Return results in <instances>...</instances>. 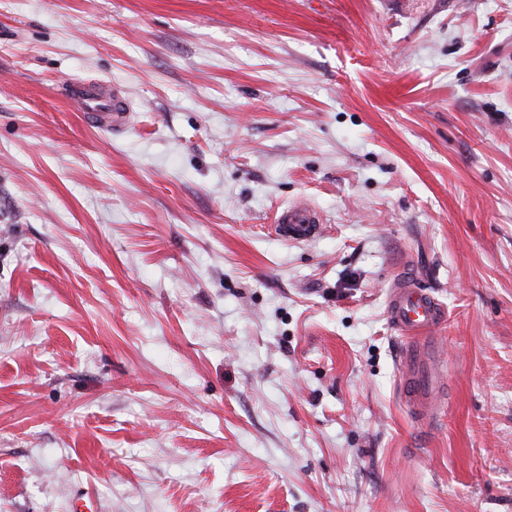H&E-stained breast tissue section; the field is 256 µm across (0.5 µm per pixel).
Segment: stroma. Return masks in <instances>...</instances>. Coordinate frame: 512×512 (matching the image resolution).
Wrapping results in <instances>:
<instances>
[{
	"label": "stroma",
	"mask_w": 512,
	"mask_h": 512,
	"mask_svg": "<svg viewBox=\"0 0 512 512\" xmlns=\"http://www.w3.org/2000/svg\"><path fill=\"white\" fill-rule=\"evenodd\" d=\"M405 262L446 309L429 423ZM79 492L512 512V0H0V512ZM66 97L91 127L112 132L126 124L127 104L111 93L105 81L72 82L66 88ZM321 218L306 203H298L282 209L275 217L278 231L284 238L300 240L314 236L320 229ZM386 313L407 340L400 360L402 401L416 421L430 422L445 395L443 351L433 336L445 321V310L421 288L416 269L403 265L393 279Z\"/></svg>",
	"instance_id": "stroma-1"
}]
</instances>
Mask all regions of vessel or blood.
Here are the masks:
<instances>
[{
	"label": "vessel or blood",
	"instance_id": "b4317fda",
	"mask_svg": "<svg viewBox=\"0 0 512 512\" xmlns=\"http://www.w3.org/2000/svg\"><path fill=\"white\" fill-rule=\"evenodd\" d=\"M66 96L91 127L116 131L126 123L127 104L111 93L107 82H73ZM275 222L281 236L300 240L319 231L321 218L308 204L298 203L278 212ZM386 313L407 341L401 355L400 396L416 421H432L445 393L443 351L434 338L445 310L421 288L416 269L405 265L393 279Z\"/></svg>",
	"mask_w": 512,
	"mask_h": 512
}]
</instances>
